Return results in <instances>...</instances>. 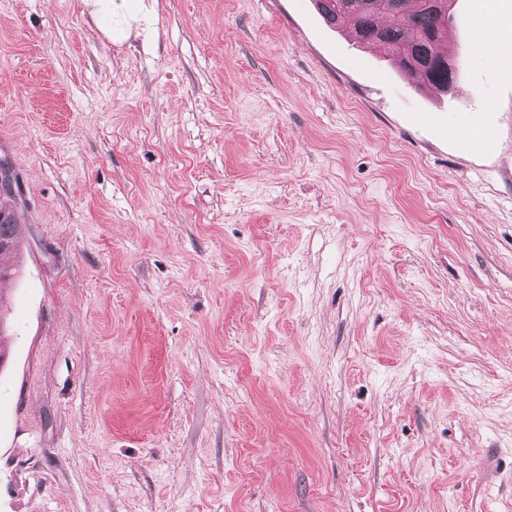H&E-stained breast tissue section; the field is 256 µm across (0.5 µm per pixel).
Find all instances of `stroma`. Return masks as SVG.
I'll use <instances>...</instances> for the list:
<instances>
[{
    "label": "stroma",
    "mask_w": 512,
    "mask_h": 512,
    "mask_svg": "<svg viewBox=\"0 0 512 512\" xmlns=\"http://www.w3.org/2000/svg\"><path fill=\"white\" fill-rule=\"evenodd\" d=\"M144 6L0 0V512H512V29L454 0L442 92L312 0ZM144 0H121V16L123 21L114 20V5L116 0H82L85 11L93 20L97 30L109 42H122L127 40L135 25H139L142 17V4ZM448 138L456 139L465 133V138L474 146L481 147L496 137L495 128L486 124L481 125H458L447 129ZM17 215L14 210L0 207V284L14 277L15 264H3V256H16L20 252V242L15 235Z\"/></svg>",
    "instance_id": "35a3bbf8"
}]
</instances>
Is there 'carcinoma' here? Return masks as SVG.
I'll return each instance as SVG.
<instances>
[{"instance_id":"cac0c4a2","label":"carcinoma","mask_w":512,"mask_h":512,"mask_svg":"<svg viewBox=\"0 0 512 512\" xmlns=\"http://www.w3.org/2000/svg\"><path fill=\"white\" fill-rule=\"evenodd\" d=\"M390 0H314L322 19L332 27L349 24L358 43L386 48L396 64L417 71L423 82L441 90L453 85L458 59L441 50L452 22L450 0H396L401 9L388 8ZM15 211L0 207V258L20 252L15 235Z\"/></svg>"}]
</instances>
